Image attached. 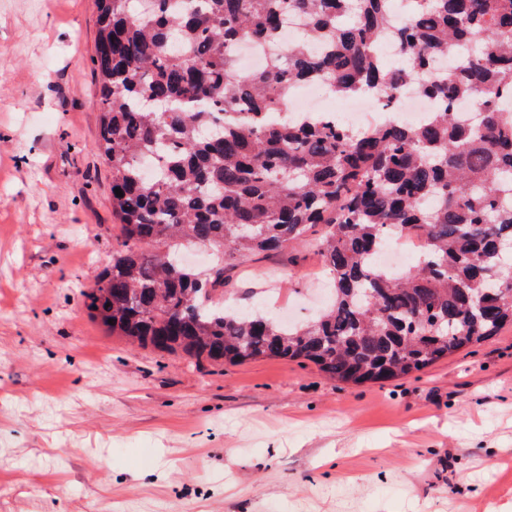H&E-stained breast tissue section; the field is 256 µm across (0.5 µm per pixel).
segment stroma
Wrapping results in <instances>:
<instances>
[{"mask_svg":"<svg viewBox=\"0 0 512 512\" xmlns=\"http://www.w3.org/2000/svg\"><path fill=\"white\" fill-rule=\"evenodd\" d=\"M95 0H0V512H512V325L423 371L128 345L84 304L119 226ZM308 250L229 270L233 307L312 315Z\"/></svg>","mask_w":512,"mask_h":512,"instance_id":"35a3bbf8","label":"stroma"}]
</instances>
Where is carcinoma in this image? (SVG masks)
Returning <instances> with one entry per match:
<instances>
[{
    "instance_id": "obj_1",
    "label": "carcinoma",
    "mask_w": 512,
    "mask_h": 512,
    "mask_svg": "<svg viewBox=\"0 0 512 512\" xmlns=\"http://www.w3.org/2000/svg\"><path fill=\"white\" fill-rule=\"evenodd\" d=\"M401 62L375 51L388 0H95V150L111 170L122 241L84 295L130 344L200 362L305 360L345 383L404 378L512 322V0H415ZM290 13L305 38L262 69L236 48L279 36ZM325 39L315 51L309 42ZM439 79L425 73L461 47ZM321 79L339 96L394 98L406 80L441 107L419 124L366 132L284 117L291 88ZM479 104V119L456 109ZM388 233L424 236L393 275L371 257ZM184 243L215 251L202 277L173 263ZM308 248L331 298L301 326L224 307V269Z\"/></svg>"
}]
</instances>
